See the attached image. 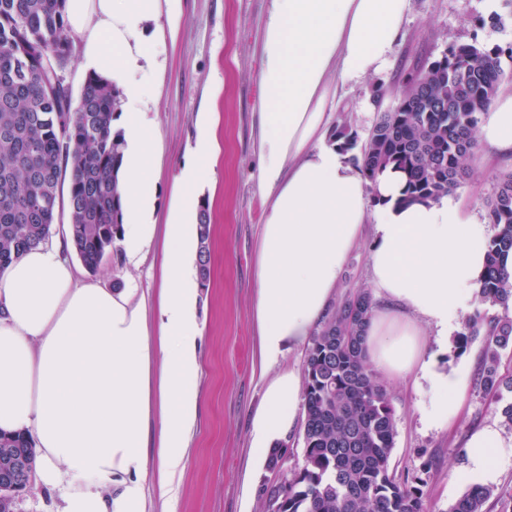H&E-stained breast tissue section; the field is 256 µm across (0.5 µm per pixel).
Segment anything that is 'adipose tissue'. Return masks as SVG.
<instances>
[{
	"label": "adipose tissue",
	"instance_id": "obj_1",
	"mask_svg": "<svg viewBox=\"0 0 512 512\" xmlns=\"http://www.w3.org/2000/svg\"><path fill=\"white\" fill-rule=\"evenodd\" d=\"M161 0H66L85 66L123 91L122 248L138 263L163 234L155 304L135 289L81 281L68 237L25 252L0 278V431L32 437L36 485L60 512H135L147 494L167 501L187 463L200 395L192 269L196 189L215 180L218 146L202 118L178 178L179 209L155 218L157 131L144 107L142 73L156 47L143 36ZM410 0H271L261 47L260 181L267 206L255 262L257 360L267 368L302 343L327 314L351 252L374 230L369 275L379 300L366 357L391 379L428 382L430 424L452 423L465 375L442 367L425 332L447 340L476 301L491 229L452 197L404 203V177L389 168L369 182L349 153L326 140L334 83L382 72ZM478 141L512 153V93L481 117ZM296 371L265 387L252 419L253 456L266 462L299 423ZM512 439L488 424L465 445L463 479L490 485Z\"/></svg>",
	"mask_w": 512,
	"mask_h": 512
}]
</instances>
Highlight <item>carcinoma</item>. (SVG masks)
<instances>
[{
	"instance_id": "cac0c4a2",
	"label": "carcinoma",
	"mask_w": 512,
	"mask_h": 512,
	"mask_svg": "<svg viewBox=\"0 0 512 512\" xmlns=\"http://www.w3.org/2000/svg\"><path fill=\"white\" fill-rule=\"evenodd\" d=\"M65 0H0V275L28 249L45 242L56 221L58 191L69 181V236L83 265L97 272L117 252L123 212L119 187L122 133L112 128L121 91L89 73L77 107L64 71L72 55ZM512 46L478 41L448 49L399 89L392 111L380 112L362 142L346 127L334 140L373 182L392 166L405 174L406 201L435 200L469 176L479 116L500 91L501 56ZM495 228L479 307L454 340L464 353L484 337L476 386L512 428V373L500 352L512 348V275L501 259L512 252V172L499 175L485 203ZM199 284L210 277V224L197 223ZM371 294L359 290L331 311L307 349L303 387V465L265 491L267 512H425L417 487L390 472L395 414L364 350ZM501 309L505 314L491 315ZM22 448L28 468L35 450L24 435L0 432V449ZM494 492L473 484L448 512H489Z\"/></svg>"
}]
</instances>
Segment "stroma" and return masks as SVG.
<instances>
[{
  "instance_id": "obj_1",
  "label": "stroma",
  "mask_w": 512,
  "mask_h": 512,
  "mask_svg": "<svg viewBox=\"0 0 512 512\" xmlns=\"http://www.w3.org/2000/svg\"><path fill=\"white\" fill-rule=\"evenodd\" d=\"M270 0H178L176 26L167 16L146 24L144 35L159 39L155 92L148 103L157 144L156 219L166 223L176 193V180L191 157L202 113L216 122L219 152L216 181L198 194L209 205L211 283L198 291L196 316L203 331L200 344L201 399L192 430L189 460L176 478L177 492L167 503L147 500L145 512H265L263 493L303 464L301 431L286 439L280 470L257 466L251 456V419L262 402L266 384L279 373L304 372L306 346L293 348L267 371L254 361V266L263 218L259 182L258 80L261 43ZM499 24H492V15ZM478 40L487 45L512 44V0L493 10L490 0H411L402 36L388 69L359 84L340 87L333 125H346L365 139L378 112L395 104V93L414 73L418 62L439 59L448 47ZM385 96L375 100V89ZM470 178L453 196L466 209L484 216L485 200L496 177L512 171V156H489L476 150ZM374 242L365 234L352 253L334 294L342 303L359 289L370 288L368 259ZM161 242H153L145 260L127 263L116 254L97 273L82 272L107 288H158ZM438 351L441 364H453L470 379L460 417L448 427L427 425L423 408L427 383L384 380L397 421L390 469L397 481H413L423 493L428 512H447L469 486L459 477L469 433L501 418L472 381L480 365L483 343L474 340L462 356Z\"/></svg>"
}]
</instances>
